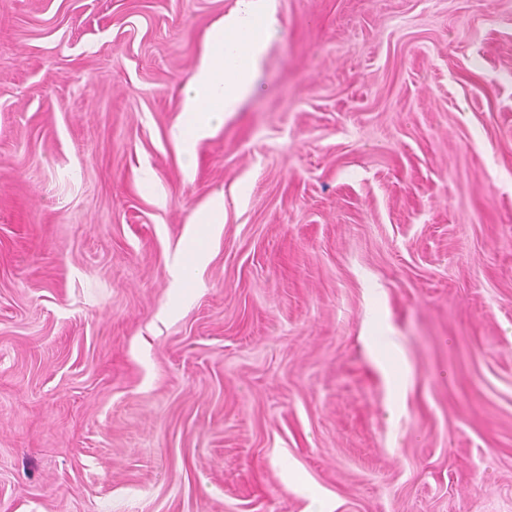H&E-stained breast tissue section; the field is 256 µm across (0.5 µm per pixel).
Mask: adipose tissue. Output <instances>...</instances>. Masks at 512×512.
Wrapping results in <instances>:
<instances>
[{
    "label": "adipose tissue",
    "mask_w": 512,
    "mask_h": 512,
    "mask_svg": "<svg viewBox=\"0 0 512 512\" xmlns=\"http://www.w3.org/2000/svg\"><path fill=\"white\" fill-rule=\"evenodd\" d=\"M270 0H237V6L208 31L199 63L184 90V120L176 136L185 149L216 120L236 112L256 93L270 30L276 20Z\"/></svg>",
    "instance_id": "ef3b65f1"
}]
</instances>
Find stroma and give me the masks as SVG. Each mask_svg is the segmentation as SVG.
<instances>
[{"mask_svg": "<svg viewBox=\"0 0 512 512\" xmlns=\"http://www.w3.org/2000/svg\"><path fill=\"white\" fill-rule=\"evenodd\" d=\"M236 3L0 0V512H512V0H274L188 155ZM269 0H238L237 6L208 31L199 63L184 90V120L176 136L186 151L216 120L236 112L256 93L270 30L276 20ZM245 52L244 60L240 53ZM370 338L373 342V353L378 367L390 373L399 364L400 354L398 347L391 341L389 336L377 335L370 336Z\"/></svg>", "mask_w": 512, "mask_h": 512, "instance_id": "1", "label": "stroma"}]
</instances>
